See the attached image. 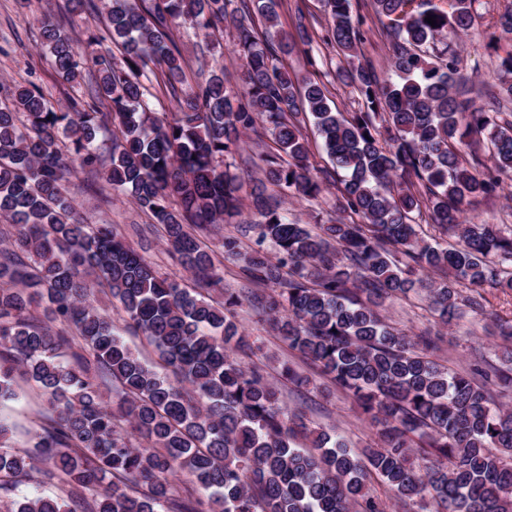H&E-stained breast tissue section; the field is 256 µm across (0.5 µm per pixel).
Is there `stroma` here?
I'll return each instance as SVG.
<instances>
[{
  "label": "stroma",
  "mask_w": 512,
  "mask_h": 512,
  "mask_svg": "<svg viewBox=\"0 0 512 512\" xmlns=\"http://www.w3.org/2000/svg\"><path fill=\"white\" fill-rule=\"evenodd\" d=\"M69 0H0V99L9 96L16 87H36L58 109H65L72 97H86L87 78L64 84L58 79L46 49L42 45L41 22L51 19L68 34L75 47L87 49L91 37L106 35L105 15L101 12H68ZM481 16L475 30L464 37L459 53V70L468 79V86L476 104H484V92L494 84L499 59L496 51L488 49L490 38L497 36L495 19L512 0H481ZM310 14L316 37L310 53L293 51L287 62L299 73L314 72L327 84L340 111L353 112L358 108L359 95L355 88L340 84L335 79L336 68L344 57L336 46L324 42L327 26L320 0H282L279 26L292 27L296 11ZM176 40L186 62L188 83L208 77L212 68L226 67L229 74H237L240 61L235 53L236 31L232 24H224L212 36H204L189 27L174 29ZM68 195L79 210L95 221L114 224L138 251L165 277L181 279L186 272L168 252L147 212L141 211L128 197L113 191L105 178L87 183L81 176L74 177L68 186ZM482 311L462 307L451 325L441 326L427 301L416 293L388 301L384 314L397 328L411 336L427 332L442 333L444 340L433 359L459 371L471 368L482 359L498 366H507V357L497 336L496 324L512 320V291L484 287ZM237 320L243 331L262 348L254 361L263 365L269 379L276 382L285 405L302 412L306 419L330 434L343 437L352 450L361 449L375 433L360 416L353 398L336 388L319 369L304 359L299 352L271 332L268 324L252 310L240 309ZM287 363L308 376L307 386L298 388L282 379L280 364ZM19 399L0 403V419L13 429L15 446H23L29 435L44 422L47 413L46 398L33 384L20 385Z\"/></svg>",
  "instance_id": "obj_1"
}]
</instances>
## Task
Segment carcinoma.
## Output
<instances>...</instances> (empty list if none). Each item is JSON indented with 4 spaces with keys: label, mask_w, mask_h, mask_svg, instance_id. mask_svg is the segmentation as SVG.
I'll return each mask as SVG.
<instances>
[{
    "label": "carcinoma",
    "mask_w": 512,
    "mask_h": 512,
    "mask_svg": "<svg viewBox=\"0 0 512 512\" xmlns=\"http://www.w3.org/2000/svg\"><path fill=\"white\" fill-rule=\"evenodd\" d=\"M322 2L325 40L347 59L336 79L358 91L356 112L339 111L325 83L284 63L313 31L300 11L294 31L272 38L281 0H105L119 64L77 51L43 20L56 74L71 83L96 73L98 103L71 98L59 112L26 87L0 101V219L12 228V247L0 250V402L18 397L20 374L53 412L22 449L0 420V497L32 480L36 461L69 496L12 499L7 512H75L72 501L83 512H385L364 492L371 478L402 512H512V410L490 390L512 389V373L491 363L451 371L418 350L438 337L415 342L380 313L422 292L448 325L459 285L512 290V228L465 216L512 176V120L458 91L457 58L444 46L474 27L479 0H369L390 37L385 77L353 62L368 31L352 0ZM228 20L241 87L228 88L218 66L177 88L185 72L172 27L208 36ZM156 62L173 113L152 111L146 98L142 78ZM498 86L512 98V51ZM309 123L330 168L310 162ZM267 132L263 177L245 193L224 157L244 135ZM476 136L490 167L465 158ZM80 171L104 175L152 215L190 283L161 277L114 225L76 210L67 189ZM336 183L335 214L311 225L288 219L268 193L310 200ZM246 205L258 220L223 241L224 258L253 286L241 295L224 288L203 237ZM424 212L458 245L421 236L415 217ZM97 288L173 377L115 333L94 306ZM218 289L219 302L209 296ZM246 304L352 396L376 440L349 450L288 411L277 385L236 357L253 353L236 320ZM106 379L118 389L115 408L102 398ZM178 470L203 495L173 483Z\"/></svg>",
    "instance_id": "obj_1"
}]
</instances>
